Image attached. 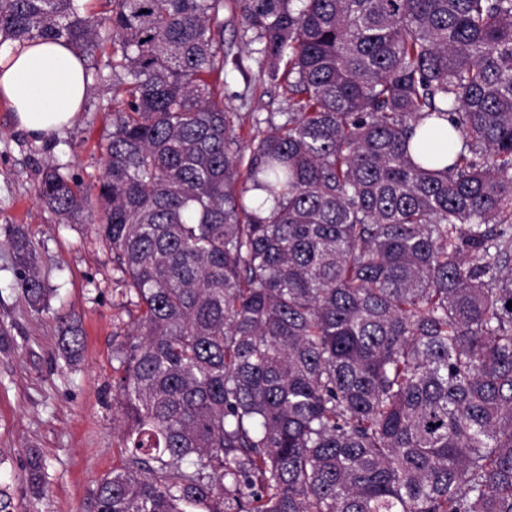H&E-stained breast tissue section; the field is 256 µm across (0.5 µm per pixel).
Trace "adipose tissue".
Instances as JSON below:
<instances>
[{
  "mask_svg": "<svg viewBox=\"0 0 512 512\" xmlns=\"http://www.w3.org/2000/svg\"><path fill=\"white\" fill-rule=\"evenodd\" d=\"M85 93L83 63L64 45L29 41L0 56V97L32 136L46 137L70 125Z\"/></svg>",
  "mask_w": 512,
  "mask_h": 512,
  "instance_id": "obj_1",
  "label": "adipose tissue"
}]
</instances>
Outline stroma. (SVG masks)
<instances>
[{
  "label": "stroma",
  "mask_w": 512,
  "mask_h": 512,
  "mask_svg": "<svg viewBox=\"0 0 512 512\" xmlns=\"http://www.w3.org/2000/svg\"><path fill=\"white\" fill-rule=\"evenodd\" d=\"M109 52L105 43L88 57L84 106L49 137L30 136L0 99V326L8 331L0 340V490L8 512H95L99 481L124 458L112 407V336L129 321L120 275L93 229L94 214L59 223L37 191L50 167L85 184L101 178L99 142L112 128L117 89L97 69ZM243 91L238 72H227L226 107L263 118L285 105L282 88L256 82L245 101ZM17 236L35 245L36 268L51 290L46 312H32L17 287L9 246ZM66 322L82 337L70 359L58 349ZM32 450L46 465L45 492L34 504L17 481Z\"/></svg>",
  "instance_id": "1"
}]
</instances>
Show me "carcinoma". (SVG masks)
<instances>
[{
    "instance_id": "obj_1",
    "label": "carcinoma",
    "mask_w": 512,
    "mask_h": 512,
    "mask_svg": "<svg viewBox=\"0 0 512 512\" xmlns=\"http://www.w3.org/2000/svg\"><path fill=\"white\" fill-rule=\"evenodd\" d=\"M107 2L0 0V46L106 40L126 86L99 184L38 187L96 208L135 308L96 512H512V0ZM230 24L286 93L248 141Z\"/></svg>"
}]
</instances>
